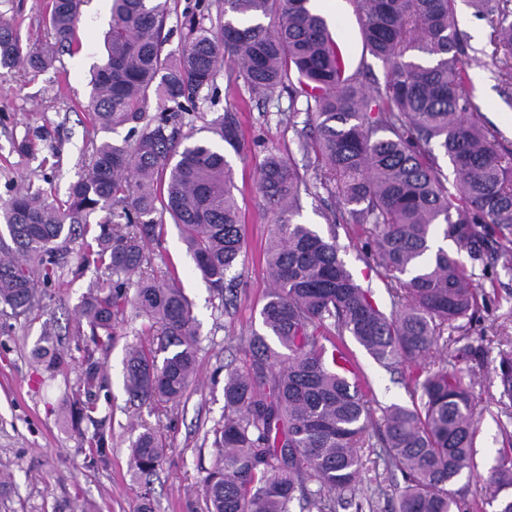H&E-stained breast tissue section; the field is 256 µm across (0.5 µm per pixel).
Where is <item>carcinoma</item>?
Wrapping results in <instances>:
<instances>
[{
	"label": "carcinoma",
	"instance_id": "1",
	"mask_svg": "<svg viewBox=\"0 0 512 512\" xmlns=\"http://www.w3.org/2000/svg\"><path fill=\"white\" fill-rule=\"evenodd\" d=\"M310 0H195L184 14L180 47L166 50L169 0H111L104 60L90 72L93 126L143 124L133 151L103 140L65 206L30 188L0 211V303L24 314L55 281L59 257L85 240L83 262L111 278L86 293L77 313L92 340H112L127 308L159 329L157 347L130 345L124 387L143 404L178 402L197 376L199 339L192 303L173 277L141 276L134 293L122 277L141 271L145 246L171 217L202 280L224 295L226 274L245 248L231 166L221 145H241L234 115L216 117L210 137L185 145L172 114L195 108L224 58L255 92L286 83L306 100L298 152L315 156V182L293 154H269L257 193L275 217L265 261L272 287L243 358L224 381V415L211 432L219 459L203 480L208 512H336L330 493L356 489L361 449L372 448L366 384L344 350L352 337L379 363L413 364L412 406L385 410L378 437L388 464L405 478L391 512H470L451 486L472 473L478 421L461 375L426 360L444 333L491 293L444 248L431 251L434 228L474 262L512 254V239L492 240L480 224L512 229V152L475 119L467 45L457 0H352L366 50L389 74L368 87L348 72L327 22ZM489 29L481 53L498 81L512 86V0H468ZM84 0H51L43 40L22 44L0 17V68L43 72L75 42ZM216 14L220 23L204 20ZM269 23H264V20ZM296 82H291V76ZM155 97L160 112L146 120ZM452 165L453 190L435 149ZM339 198L340 224H355L391 301L385 314L326 238L293 222L300 189ZM101 211L110 218L94 221ZM273 337L287 350L272 348ZM500 399L512 410V358L500 363ZM164 445L152 429L131 443L130 464L150 473ZM497 512H512V435L487 478Z\"/></svg>",
	"mask_w": 512,
	"mask_h": 512
}]
</instances>
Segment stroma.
<instances>
[{
	"mask_svg": "<svg viewBox=\"0 0 512 512\" xmlns=\"http://www.w3.org/2000/svg\"><path fill=\"white\" fill-rule=\"evenodd\" d=\"M48 2L0 0V17L15 25L22 41L34 42L45 35ZM323 16L349 70L368 67L371 80L385 83L387 69L365 50L350 0H335ZM109 17L110 0H87L76 42L54 69L35 76L17 69L0 76V203L31 187L43 189L49 202L65 204L70 184L90 161L93 143L108 136L114 144L133 145L136 135L129 126L104 134L94 129L88 110L90 68L102 60V35ZM456 24L475 50L468 69L475 115L498 130L503 147L510 150L512 88L504 89L497 81L494 64L482 53L488 29L467 0H457ZM305 108L304 97L285 87L267 94L252 92L227 58L218 67L215 84L200 92L196 109L175 118L187 145L205 138L206 126L219 114L229 112L238 120L241 147L227 151L226 158L238 188L246 240L231 271L235 296L228 305L201 279L175 224L165 222L158 239L148 245L149 273L177 272L198 323V374L179 403L142 406L131 402L125 391V348L139 340L145 325L134 310L126 311L108 347L95 346L90 335H75L82 295L108 276L104 268L83 266L80 244H72L55 283L42 287L38 308L17 316L0 305V464H9L13 475L11 489L0 495V512H141L146 490L154 512H207L202 482L217 457L210 429L224 412L226 373L242 357L252 330L261 327L260 310L269 288L262 250L273 219L255 185L266 155L296 151L297 132L288 115L293 112L305 120ZM25 136L33 151L22 156L13 151L12 143ZM301 202L296 223L310 225L324 236L335 235L347 270L358 283L371 286L382 308H389L384 284L363 258L356 226L331 223L337 202L307 194ZM475 284L495 288L497 296L451 332L460 346L471 347V356L458 361L441 355L435 363L460 369L479 417L475 469L454 487L465 500L478 504V512H495L485 479L506 433H512V418L504 416L499 403L500 360L503 354H512V259L498 258L493 269L477 271ZM48 331L64 359L53 371L34 356L41 335ZM347 347L370 383L376 410L411 405L407 366L392 372L355 341H348ZM89 360L99 367V384L90 392L81 381ZM147 428L158 432L165 448L160 466L143 481L131 470L130 445ZM97 434L104 445L96 456L92 444ZM384 458L383 448L365 449L357 489L337 498L336 512H387L388 499L403 479L387 468Z\"/></svg>",
	"mask_w": 512,
	"mask_h": 512,
	"instance_id": "stroma-1",
	"label": "stroma"
}]
</instances>
